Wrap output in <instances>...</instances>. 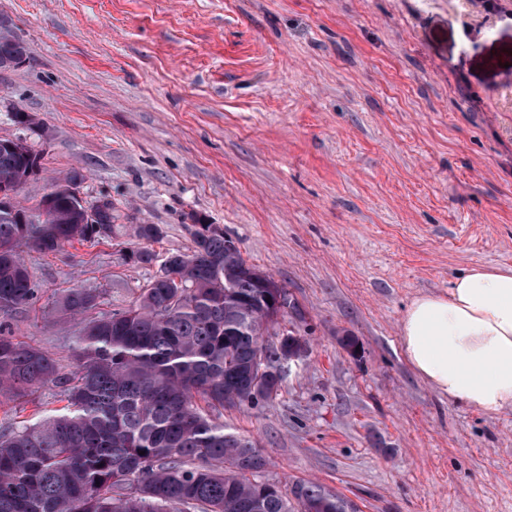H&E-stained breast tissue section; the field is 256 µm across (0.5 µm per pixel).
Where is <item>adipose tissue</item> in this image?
Here are the masks:
<instances>
[{"label": "adipose tissue", "mask_w": 512, "mask_h": 512, "mask_svg": "<svg viewBox=\"0 0 512 512\" xmlns=\"http://www.w3.org/2000/svg\"><path fill=\"white\" fill-rule=\"evenodd\" d=\"M400 350L439 395L487 415L512 406V269L475 266L413 298Z\"/></svg>", "instance_id": "1"}]
</instances>
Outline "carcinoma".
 <instances>
[{
    "label": "carcinoma",
    "instance_id": "cac0c4a2",
    "mask_svg": "<svg viewBox=\"0 0 512 512\" xmlns=\"http://www.w3.org/2000/svg\"><path fill=\"white\" fill-rule=\"evenodd\" d=\"M31 158L0 146V192L13 190ZM75 198L51 200L50 223L19 224L0 210V311L37 296L21 252L60 251L115 232L77 221ZM188 253L162 261L138 301L87 321L68 373L47 351L0 329V396L32 395L48 383L65 405L32 424L0 431V512H358L313 483L295 486L292 506L275 484L254 482L265 459L256 444L206 413L273 399L281 349H264L263 326L300 310L288 289L247 264L222 234L193 237ZM97 295L73 289L65 311L82 315Z\"/></svg>",
    "mask_w": 512,
    "mask_h": 512
}]
</instances>
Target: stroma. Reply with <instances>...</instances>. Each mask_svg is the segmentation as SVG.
<instances>
[{"instance_id":"35a3bbf8","label":"stroma","mask_w":512,"mask_h":512,"mask_svg":"<svg viewBox=\"0 0 512 512\" xmlns=\"http://www.w3.org/2000/svg\"><path fill=\"white\" fill-rule=\"evenodd\" d=\"M0 0L23 42L0 69V139L25 138L24 207L79 171L112 200L97 243L23 250L38 288L0 313L18 341L75 364L80 320L133 305L157 255L223 227L301 310L278 327L307 358L268 404L224 408L262 448V479L312 482L360 512H512V407L439 396L403 360L399 324L471 267L512 268V0ZM33 114L37 129L15 123ZM355 337L351 353L344 337ZM61 405L0 397V430ZM98 296L91 292L73 289L62 297V307L70 315H82L96 305Z\"/></svg>"}]
</instances>
